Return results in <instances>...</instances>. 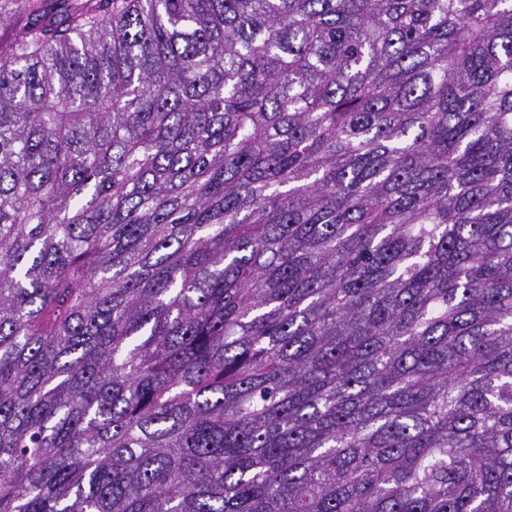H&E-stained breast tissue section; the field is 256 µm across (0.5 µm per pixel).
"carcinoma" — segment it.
I'll use <instances>...</instances> for the list:
<instances>
[{"label": "carcinoma", "mask_w": 512, "mask_h": 512, "mask_svg": "<svg viewBox=\"0 0 512 512\" xmlns=\"http://www.w3.org/2000/svg\"><path fill=\"white\" fill-rule=\"evenodd\" d=\"M0 512H512V0H0Z\"/></svg>", "instance_id": "obj_1"}]
</instances>
